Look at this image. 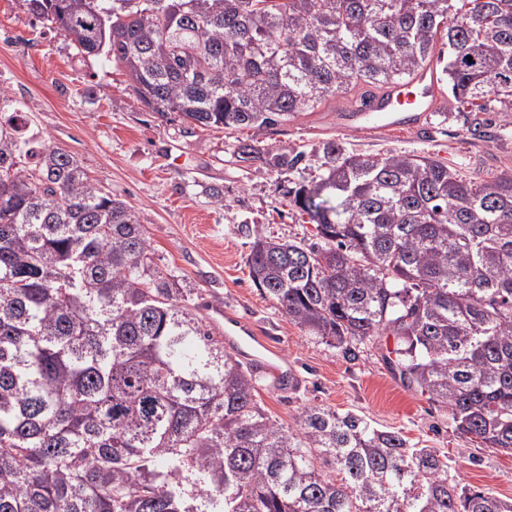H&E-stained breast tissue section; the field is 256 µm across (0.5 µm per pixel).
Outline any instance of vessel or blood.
<instances>
[{
    "instance_id": "vessel-or-blood-1",
    "label": "vessel or blood",
    "mask_w": 512,
    "mask_h": 512,
    "mask_svg": "<svg viewBox=\"0 0 512 512\" xmlns=\"http://www.w3.org/2000/svg\"><path fill=\"white\" fill-rule=\"evenodd\" d=\"M436 77L422 70L407 81L390 85L382 99L344 106L336 119L337 132L378 133L417 125L426 113L436 111ZM212 322L224 328V345L234 354L247 355L255 371L280 388L288 384V363L270 356V348L254 325L231 310L214 309Z\"/></svg>"
}]
</instances>
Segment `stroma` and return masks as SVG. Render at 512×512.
I'll return each mask as SVG.
<instances>
[{"label": "stroma", "instance_id": "obj_1", "mask_svg": "<svg viewBox=\"0 0 512 512\" xmlns=\"http://www.w3.org/2000/svg\"><path fill=\"white\" fill-rule=\"evenodd\" d=\"M124 68L88 57L32 20L20 0H0V121L26 113L45 143L74 156L104 190L134 207L155 263L190 291L202 314L230 308L256 321L300 378L281 394L259 385L272 420L291 427L303 407L353 410L410 444L447 456L461 484L512 499V456L456 431L447 412L420 391L402 386L382 352L362 346L356 358L308 336L265 297L249 277L254 234L311 243L315 226L293 207L288 190L319 174V143L333 140L349 153L415 154L439 160L466 179L512 174V114L493 113V136H472V113L439 90L440 111L413 130L364 135L336 130L346 98L324 103L284 125L254 132L201 129L177 114L160 115L133 97ZM249 144L253 153H242ZM302 153L295 166L272 156ZM221 189L215 201L213 189Z\"/></svg>", "mask_w": 512, "mask_h": 512}]
</instances>
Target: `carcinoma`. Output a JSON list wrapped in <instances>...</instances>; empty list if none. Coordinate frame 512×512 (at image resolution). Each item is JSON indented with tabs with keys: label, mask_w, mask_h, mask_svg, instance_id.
Returning <instances> with one entry per match:
<instances>
[{
	"label": "carcinoma",
	"mask_w": 512,
	"mask_h": 512,
	"mask_svg": "<svg viewBox=\"0 0 512 512\" xmlns=\"http://www.w3.org/2000/svg\"><path fill=\"white\" fill-rule=\"evenodd\" d=\"M22 2L123 65L144 107L198 127L274 128L433 61L457 107L512 112V0ZM15 119L0 123V512H512L353 411L273 421L132 207ZM316 153L292 202L317 241L254 235L251 280L349 358L393 340L405 386L512 455V176Z\"/></svg>",
	"instance_id": "cac0c4a2"
}]
</instances>
